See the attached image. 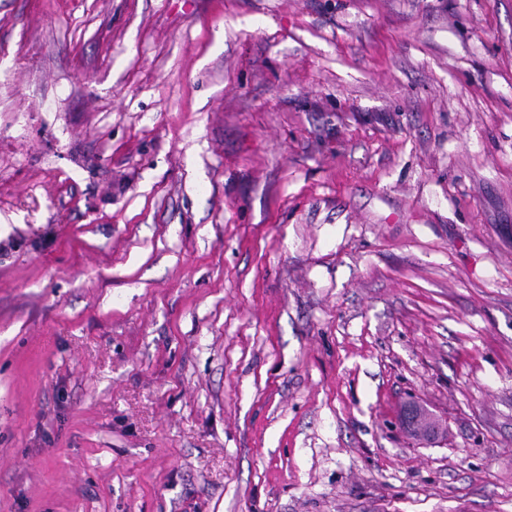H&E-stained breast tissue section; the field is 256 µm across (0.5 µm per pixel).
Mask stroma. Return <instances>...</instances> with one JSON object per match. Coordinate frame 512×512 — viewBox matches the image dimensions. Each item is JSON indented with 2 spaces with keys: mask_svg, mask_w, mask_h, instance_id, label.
<instances>
[{
  "mask_svg": "<svg viewBox=\"0 0 512 512\" xmlns=\"http://www.w3.org/2000/svg\"><path fill=\"white\" fill-rule=\"evenodd\" d=\"M0 512H512V0H0Z\"/></svg>",
  "mask_w": 512,
  "mask_h": 512,
  "instance_id": "1",
  "label": "stroma"
}]
</instances>
